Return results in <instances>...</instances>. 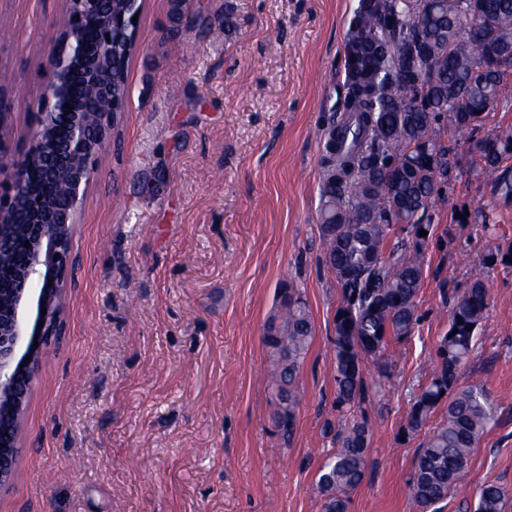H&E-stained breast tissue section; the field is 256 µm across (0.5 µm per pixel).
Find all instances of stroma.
Wrapping results in <instances>:
<instances>
[{
  "instance_id": "stroma-1",
  "label": "stroma",
  "mask_w": 512,
  "mask_h": 512,
  "mask_svg": "<svg viewBox=\"0 0 512 512\" xmlns=\"http://www.w3.org/2000/svg\"><path fill=\"white\" fill-rule=\"evenodd\" d=\"M357 3L189 0L176 18L172 0H145L120 143L96 160L81 205L62 332L45 344L0 512H321L340 289L320 246V170ZM65 16V0H0L13 155ZM173 25L176 52L165 44ZM481 207L492 235L473 222ZM497 245H512V201L462 173L423 245L421 320L365 406L367 466L348 512H419L408 483L423 438L400 429L448 329L449 295L476 281L490 306L459 382L484 383L497 413L439 508L473 512L477 489L494 482L512 512V264L467 259ZM288 286L306 300L315 339L286 444L262 336Z\"/></svg>"
}]
</instances>
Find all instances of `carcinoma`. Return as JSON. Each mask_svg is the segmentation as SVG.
I'll list each match as a JSON object with an SVG mask.
<instances>
[{
  "label": "carcinoma",
  "mask_w": 512,
  "mask_h": 512,
  "mask_svg": "<svg viewBox=\"0 0 512 512\" xmlns=\"http://www.w3.org/2000/svg\"><path fill=\"white\" fill-rule=\"evenodd\" d=\"M344 55L343 113L326 134L321 160L319 231L326 263L340 288L333 322L332 380L336 410L360 417L327 433L339 445L321 465L317 489L322 512H348L367 465L370 427L362 404L369 389L390 379L397 363L391 342L407 340L420 316L425 279V238L432 214L444 204L441 189L457 179L448 147L437 129L448 124L468 143V173L512 199V127L476 138L485 114L512 106V0H358ZM129 60L112 59L117 112L128 96ZM27 186L51 194L39 170ZM512 260V247L477 253L492 267ZM490 304L480 281L453 298L448 332L437 340V361L406 412L401 432L416 435L444 407L428 433L410 478L422 512L443 502L466 473L474 448L490 426L494 408L481 383L458 385ZM454 336H449L453 330ZM315 326L300 292H283L264 343L272 419L281 439L291 440L299 404L300 369ZM371 361L377 376L366 380ZM505 490L485 483L476 512H504Z\"/></svg>",
  "instance_id": "cac0c4a2"
}]
</instances>
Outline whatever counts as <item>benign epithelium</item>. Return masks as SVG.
I'll use <instances>...</instances> for the list:
<instances>
[{
	"label": "benign epithelium",
	"mask_w": 512,
	"mask_h": 512,
	"mask_svg": "<svg viewBox=\"0 0 512 512\" xmlns=\"http://www.w3.org/2000/svg\"><path fill=\"white\" fill-rule=\"evenodd\" d=\"M67 21L55 38L47 63L52 79L28 136L21 159L9 158L6 117L0 113V166L15 168L12 182L0 185V267L12 275L0 278V421L13 434L0 438V493L16 480L23 448V421L31 386L21 375L35 376L43 362V342L62 326L69 270L75 263L72 242L79 205L92 180L94 159L107 150L116 133L112 114V57L138 50L143 0H125L122 15L113 0H66ZM97 20L99 42L90 44L79 19ZM125 42L107 39L116 29ZM86 81V95L97 107L73 109L72 82L77 72ZM70 107H65V104ZM37 168L62 197L38 199L27 186V173ZM30 247H24L25 242Z\"/></svg>",
	"instance_id": "1"
}]
</instances>
